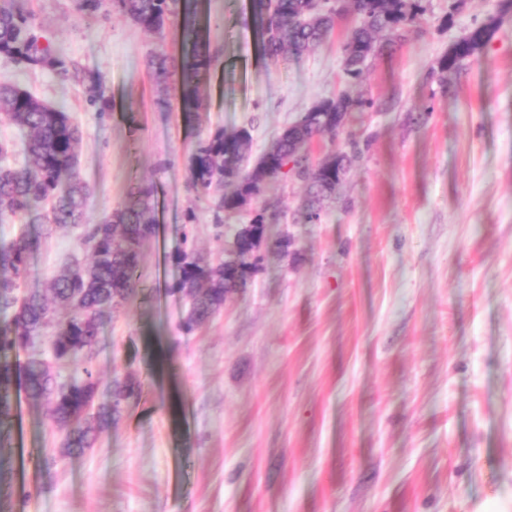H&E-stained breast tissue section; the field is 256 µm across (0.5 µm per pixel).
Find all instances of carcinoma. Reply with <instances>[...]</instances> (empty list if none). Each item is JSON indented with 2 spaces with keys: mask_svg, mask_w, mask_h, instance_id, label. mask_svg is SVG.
<instances>
[{
  "mask_svg": "<svg viewBox=\"0 0 512 512\" xmlns=\"http://www.w3.org/2000/svg\"><path fill=\"white\" fill-rule=\"evenodd\" d=\"M252 7L264 59L275 64L303 55L329 38L338 19L356 15L357 23L343 46L344 71L351 84L361 79L373 58L394 50L405 28L425 11L423 0H252ZM78 8L88 15L116 10L134 25L157 34L181 23L185 53L179 58L153 55L147 66L159 105H169L171 81L176 76L173 88L181 112L189 121L199 116L204 109L201 85L210 76L216 52L187 0H78ZM496 29L494 17L469 29L437 60L431 77L447 83L448 73L483 50ZM0 54L63 74L70 67L64 55L39 41L25 0L0 4ZM92 90V102L100 114L109 112L112 101L102 83L93 81ZM373 105L370 98L346 92L317 102L301 124L279 134L250 168L249 129H217L199 139L189 154V180L203 194L218 192L214 216L219 224L222 213L250 205L289 166L306 184L305 220L315 223L354 156L337 152L312 165L306 149L319 137L335 136L349 113ZM0 117L25 132L21 169L7 163L12 148L0 143V223L32 216L48 236L82 224V245L88 255L83 263L64 265L43 290L22 294L20 283L32 241L22 236L0 244V424L12 417L13 392L19 387L31 402L46 406L53 424L67 431L62 453L78 454L93 447L98 434L118 420L123 405L138 397V381L115 377L100 397L90 366H83L64 383L51 364L37 355L23 365L17 363L16 355L47 337L57 362L89 358L103 315L119 311L136 290L142 245L156 232L157 188L144 180L134 181L123 207L98 224H87L84 206L89 186L79 169L81 133L67 110L43 103L17 84L0 83ZM176 262L181 276L171 291L189 303L182 321L187 334L209 321L224 306L226 296L246 288L259 265L256 259L249 273L226 278L222 257L208 260L185 249Z\"/></svg>",
  "mask_w": 512,
  "mask_h": 512,
  "instance_id": "1",
  "label": "carcinoma"
}]
</instances>
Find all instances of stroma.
Listing matches in <instances>:
<instances>
[{
	"mask_svg": "<svg viewBox=\"0 0 512 512\" xmlns=\"http://www.w3.org/2000/svg\"><path fill=\"white\" fill-rule=\"evenodd\" d=\"M400 47L372 59L359 88L374 106L350 113L312 162L359 154L315 224L300 218L305 184H268L224 217L225 234L272 204V240L251 284L193 333L172 293L174 257L224 249L208 197L191 186L198 138L248 128L260 156L317 101L347 87L351 19L278 65L257 50L249 0H203L198 21L218 61L205 108L186 123L159 108L147 67L180 54L119 12L92 17L76 0H27L41 42L76 74L0 55V82L65 105L81 135L87 223L157 189L155 235L142 246L138 290L105 316L92 368L100 383L141 385L93 448L65 455V430L17 393L0 447V512H512V11L502 0H423ZM501 23L449 85L429 72L468 29ZM98 77L114 108L90 101ZM33 241L25 291L84 260L81 227L44 238L19 220L0 241Z\"/></svg>",
	"mask_w": 512,
	"mask_h": 512,
	"instance_id": "35a3bbf8",
	"label": "stroma"
}]
</instances>
